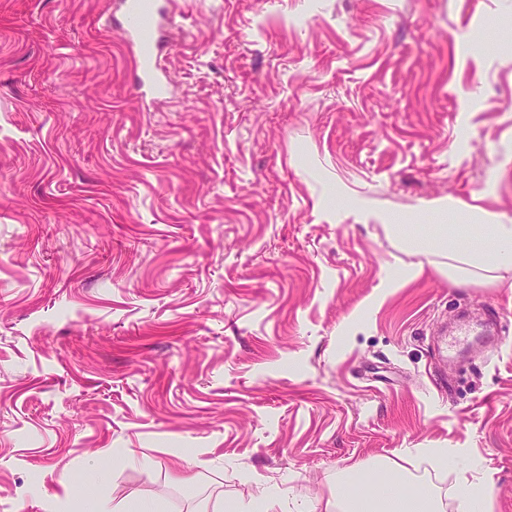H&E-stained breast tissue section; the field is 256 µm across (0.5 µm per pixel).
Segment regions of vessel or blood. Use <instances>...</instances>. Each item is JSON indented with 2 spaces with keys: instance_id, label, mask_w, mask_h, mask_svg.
I'll list each match as a JSON object with an SVG mask.
<instances>
[{
  "instance_id": "1",
  "label": "vessel or blood",
  "mask_w": 512,
  "mask_h": 512,
  "mask_svg": "<svg viewBox=\"0 0 512 512\" xmlns=\"http://www.w3.org/2000/svg\"><path fill=\"white\" fill-rule=\"evenodd\" d=\"M125 40L137 49L135 64L139 68L135 91L141 97L157 99L167 94L169 83L160 75L155 58L160 49L158 0H121ZM478 324H459L451 334L445 350L454 356L457 349L479 335Z\"/></svg>"
}]
</instances>
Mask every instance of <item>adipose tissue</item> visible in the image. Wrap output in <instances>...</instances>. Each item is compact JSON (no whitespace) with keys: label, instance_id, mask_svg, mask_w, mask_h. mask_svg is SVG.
Here are the masks:
<instances>
[{"label":"adipose tissue","instance_id":"obj_1","mask_svg":"<svg viewBox=\"0 0 512 512\" xmlns=\"http://www.w3.org/2000/svg\"><path fill=\"white\" fill-rule=\"evenodd\" d=\"M409 245L420 253L448 255V276L458 285L469 283L478 273L500 284L504 272L512 269V224H470L462 232L441 224L433 237L413 238ZM385 468L391 476L381 480L373 492L347 499L331 495L324 512H441V503L431 491L401 493L403 465L390 461Z\"/></svg>","mask_w":512,"mask_h":512}]
</instances>
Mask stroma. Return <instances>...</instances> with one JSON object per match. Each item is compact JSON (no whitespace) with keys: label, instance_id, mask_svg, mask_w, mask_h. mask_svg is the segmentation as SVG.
I'll use <instances>...</instances> for the list:
<instances>
[{"label":"stroma","instance_id":"stroma-1","mask_svg":"<svg viewBox=\"0 0 512 512\" xmlns=\"http://www.w3.org/2000/svg\"><path fill=\"white\" fill-rule=\"evenodd\" d=\"M114 2L0 0V512H322L408 448L512 512V345L438 352L512 287L390 230L512 224V0H167L147 105ZM280 494L277 489H267L263 495L252 496L247 502H232L231 512H276Z\"/></svg>","mask_w":512,"mask_h":512}]
</instances>
